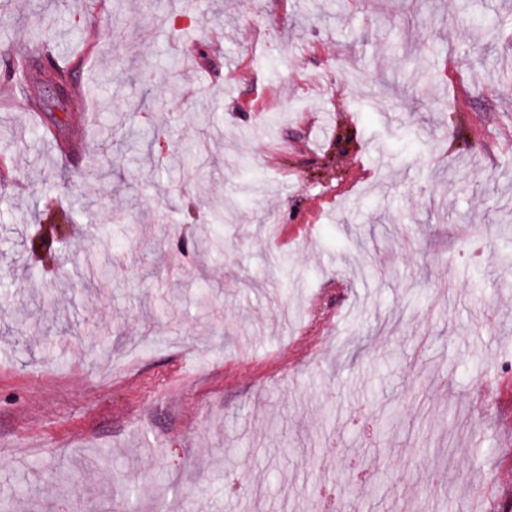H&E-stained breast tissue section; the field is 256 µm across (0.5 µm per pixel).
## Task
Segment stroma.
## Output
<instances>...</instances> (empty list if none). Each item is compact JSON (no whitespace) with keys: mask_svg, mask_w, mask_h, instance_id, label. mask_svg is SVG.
Segmentation results:
<instances>
[{"mask_svg":"<svg viewBox=\"0 0 512 512\" xmlns=\"http://www.w3.org/2000/svg\"><path fill=\"white\" fill-rule=\"evenodd\" d=\"M177 14L0 0V71L52 28L83 99L47 136L37 74L0 85V500L124 512L134 482L139 512H312L301 487L329 481L335 512H420L439 471L448 512H500L512 82L480 61L512 58V0ZM111 109L159 129L158 158L203 134L201 167L127 166Z\"/></svg>","mask_w":512,"mask_h":512,"instance_id":"35a3bbf8","label":"stroma"}]
</instances>
